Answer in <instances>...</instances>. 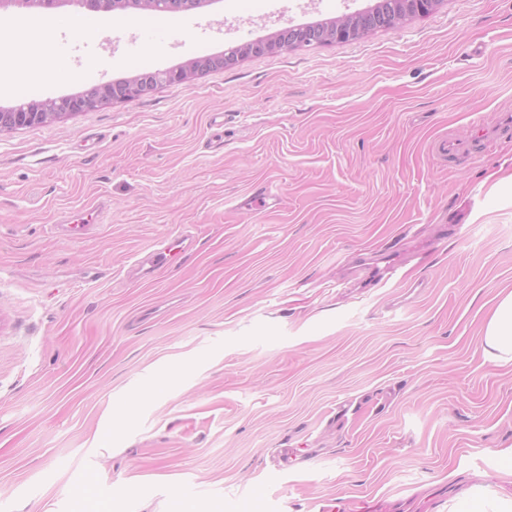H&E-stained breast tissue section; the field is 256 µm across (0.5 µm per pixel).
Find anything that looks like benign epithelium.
I'll return each mask as SVG.
<instances>
[{"label":"benign epithelium","instance_id":"1","mask_svg":"<svg viewBox=\"0 0 512 512\" xmlns=\"http://www.w3.org/2000/svg\"><path fill=\"white\" fill-rule=\"evenodd\" d=\"M74 2L89 11L99 13L124 10L133 3L138 9L163 13L186 12L205 4V0H74ZM440 3L441 0H397L396 11L393 13L373 16L345 14L328 22L325 30L319 34L312 35L298 28L287 27L271 36L260 37L232 48L224 54L191 59L175 69L140 74L120 83L115 81L93 86L80 95L31 101L25 105L0 108V133L43 125L78 112L136 99L151 94L164 85L190 81L211 69L234 66L250 55L290 51L311 45L358 39L376 29L395 27L415 14L426 15ZM58 4L60 0H0V11L12 5L46 9Z\"/></svg>","mask_w":512,"mask_h":512}]
</instances>
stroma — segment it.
I'll return each mask as SVG.
<instances>
[{"label": "stroma", "instance_id": "stroma-1", "mask_svg": "<svg viewBox=\"0 0 512 512\" xmlns=\"http://www.w3.org/2000/svg\"><path fill=\"white\" fill-rule=\"evenodd\" d=\"M376 0H214L121 25L66 0L0 56V107L187 60ZM512 0H442L352 42L252 56L0 134V512H448L512 495V366L480 338L512 290ZM274 195L273 207L258 196ZM103 208L78 241L66 217ZM460 233H452L453 225ZM192 233L176 262L136 260ZM390 255L404 280L374 286ZM305 462L281 468L285 449ZM472 127L474 134L467 138L448 135L439 139L432 152L441 161H456L461 157L472 160L484 156L486 150L498 139L512 131V113L503 112L499 125L493 130L482 128L481 118L473 113Z\"/></svg>", "mask_w": 512, "mask_h": 512}]
</instances>
